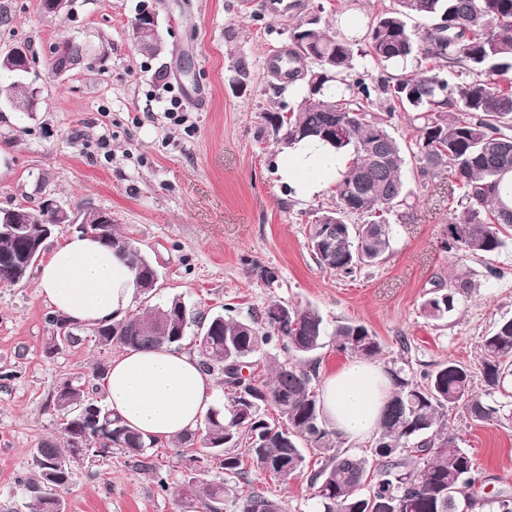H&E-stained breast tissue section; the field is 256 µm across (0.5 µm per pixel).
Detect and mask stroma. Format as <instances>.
<instances>
[{
	"label": "stroma",
	"mask_w": 512,
	"mask_h": 512,
	"mask_svg": "<svg viewBox=\"0 0 512 512\" xmlns=\"http://www.w3.org/2000/svg\"><path fill=\"white\" fill-rule=\"evenodd\" d=\"M391 3L71 0L67 13L52 15L40 0H0L8 12L0 53L27 48L33 62L24 82L38 90L33 110L16 121L5 120L0 105V149L8 153L0 209L36 211L51 199L74 217L110 213L162 274L153 302L177 294L203 312L232 302L242 315L273 299L309 305L328 328L367 325L383 361L407 360L412 374L448 360L467 366L475 393L483 394L482 341L512 318V238L484 261L448 252L441 231L456 204L455 182L445 174L424 186L408 169V197L389 216L395 237L386 261L353 279L321 270L307 233L318 212L335 207L333 193L292 197L277 175L279 148L263 119L298 104V86L270 66L284 54L292 25L316 17L327 31L361 40ZM144 5L158 14L162 54L140 52L131 38ZM69 39L89 56L53 73V49ZM242 60L248 77L240 84ZM173 95L184 117L179 125L165 114ZM373 111L403 146L414 144L410 110L378 95ZM250 260L276 272L278 287L250 272ZM490 265L503 278H490ZM37 275L33 269L21 283L0 284V512H33L22 482L37 473L35 448L60 436L55 385L80 375L91 397L105 401L92 372L116 354L83 325L79 344L47 354L53 309L36 292ZM459 275L472 280L469 294L444 319H427L421 307L435 280ZM448 415L479 469V492L512 493V427L473 422L458 408ZM248 488L279 501L284 512L316 510L304 475L281 484L253 466ZM62 497L65 512H178L173 497L117 450L74 467Z\"/></svg>",
	"instance_id": "stroma-1"
}]
</instances>
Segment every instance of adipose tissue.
Masks as SVG:
<instances>
[{
	"mask_svg": "<svg viewBox=\"0 0 512 512\" xmlns=\"http://www.w3.org/2000/svg\"><path fill=\"white\" fill-rule=\"evenodd\" d=\"M347 166L344 154L302 140L285 149L277 173L295 197L307 199L334 185ZM136 290L134 273L121 255L83 232L57 246L37 276L38 295L66 320L85 326L125 317ZM101 385L113 417L166 442L197 429L212 406L214 379L196 356L163 347L123 351ZM390 392L382 366L352 359L323 380L324 416L342 437L371 438Z\"/></svg>",
	"mask_w": 512,
	"mask_h": 512,
	"instance_id": "ef3b65f1",
	"label": "adipose tissue"
}]
</instances>
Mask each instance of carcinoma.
<instances>
[{
  "instance_id": "obj_1",
  "label": "carcinoma",
  "mask_w": 512,
  "mask_h": 512,
  "mask_svg": "<svg viewBox=\"0 0 512 512\" xmlns=\"http://www.w3.org/2000/svg\"><path fill=\"white\" fill-rule=\"evenodd\" d=\"M148 8L138 10L131 35L147 54L161 53L160 44L140 31ZM441 20L436 35L430 27L418 34L410 22ZM319 20L296 24L288 43L303 42L317 57L311 62L288 52V79L304 81L298 108L286 115L268 112L272 136L289 146L317 138L348 155L349 165L335 185L336 206L322 211L309 225L308 249L318 266L352 277L365 265L389 255L393 225L382 213L407 199L403 178L407 158L414 159L421 184L449 172L461 196L443 229V248L462 256L489 257L505 245L512 230V198L501 197L504 176L512 173V0H393L373 21L366 36L368 56L377 64L428 59L433 66L418 75L385 81L379 89L414 112L418 137L408 153L372 117V89L363 81L348 83L354 69L355 41L318 27ZM358 98H346L351 87ZM36 90L19 82L0 83V104L25 98L35 105ZM451 106L450 115L444 108ZM345 127L336 136V124ZM351 214L370 215L364 224H350ZM105 244L119 250L135 278L151 274L150 260L134 242L112 227ZM26 244L0 234V259H22ZM472 288L457 277L449 287L435 283L423 304L425 316L441 320L454 310L456 296ZM196 325L194 353L204 371L224 384L226 403L209 409L200 430L177 439L189 448L201 443L209 458L224 470V484L194 480L192 497L184 499L154 461L158 441L122 425L90 397L82 377L70 381L55 406L62 439L41 443L34 455L37 477L24 480L39 512H63L60 492L71 465L86 457L70 439L84 434L88 445L106 453L118 449L153 474L160 491L169 493L181 512H219L217 504L241 484L248 470L236 448H243L255 466L286 483L304 472V449L313 451L320 467L310 473L318 512H512V494L485 499L476 491L471 454L459 445L448 426V409L461 407L476 423H512V319L503 320L482 342L485 396L472 393L470 369L445 361L415 379L405 365L387 369L393 391L382 410L369 456L349 452L324 418L317 391L316 354L325 346L326 325L310 306L275 300L261 310L240 316L231 303L224 312L190 310L174 295L160 305L135 311L97 330L103 347L181 348L186 329ZM336 351L375 361L381 353L377 336L358 322H343L332 333ZM248 375H243V371ZM236 512H283L282 505L261 493L234 495Z\"/></svg>"
}]
</instances>
